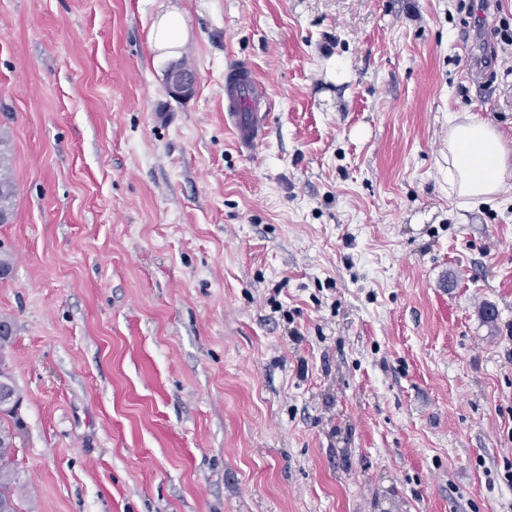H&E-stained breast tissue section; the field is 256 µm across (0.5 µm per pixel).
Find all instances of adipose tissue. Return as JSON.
I'll use <instances>...</instances> for the list:
<instances>
[{
	"label": "adipose tissue",
	"instance_id": "ef3b65f1",
	"mask_svg": "<svg viewBox=\"0 0 512 512\" xmlns=\"http://www.w3.org/2000/svg\"><path fill=\"white\" fill-rule=\"evenodd\" d=\"M448 185L468 205L512 190V152L502 133L476 115L448 122Z\"/></svg>",
	"mask_w": 512,
	"mask_h": 512
}]
</instances>
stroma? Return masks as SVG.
Masks as SVG:
<instances>
[{
  "label": "stroma",
  "instance_id": "stroma-1",
  "mask_svg": "<svg viewBox=\"0 0 512 512\" xmlns=\"http://www.w3.org/2000/svg\"><path fill=\"white\" fill-rule=\"evenodd\" d=\"M488 2L479 89L458 0H0L23 512H512V192H448L452 115L512 143ZM185 29V21L179 13H163L152 25L150 41L155 48L167 49L171 53L181 45ZM230 70L245 76L247 91L241 97L239 91L231 96L226 87L224 121L233 128L239 148L252 153L266 135L265 113L262 110L264 107L267 109V94L253 78L247 63L239 61ZM195 83V76L192 72L179 64L171 66L167 71L168 88L175 95L187 96L192 94Z\"/></svg>",
  "mask_w": 512,
  "mask_h": 512
}]
</instances>
